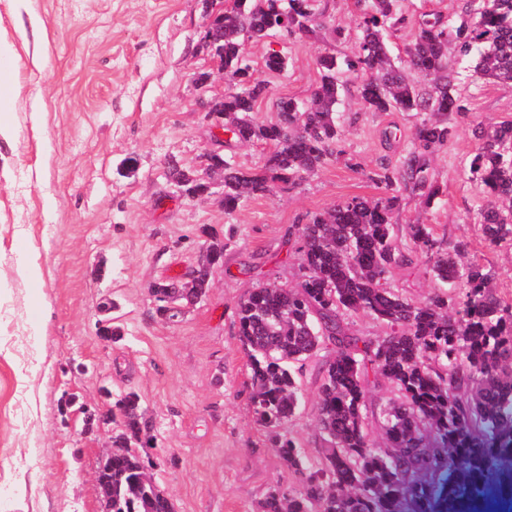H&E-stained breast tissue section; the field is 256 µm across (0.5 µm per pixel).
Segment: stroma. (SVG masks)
<instances>
[{
    "instance_id": "35a3bbf8",
    "label": "stroma",
    "mask_w": 512,
    "mask_h": 512,
    "mask_svg": "<svg viewBox=\"0 0 512 512\" xmlns=\"http://www.w3.org/2000/svg\"><path fill=\"white\" fill-rule=\"evenodd\" d=\"M469 2L402 0L410 24L390 37L393 56L421 14L453 22ZM205 22L203 0H0L17 88L5 106L15 135L0 139V512H102L95 472L119 425L86 416L130 391L153 425L148 455L175 512H254L269 486L297 485L253 413L237 304L268 283L298 284L289 228L349 197L383 196L368 175L410 148L420 117L363 112L349 97L338 112L351 165L329 164L300 189L230 214L220 178L207 197L182 196L168 160L195 167L216 146L194 83L213 67L197 50ZM355 47L352 37L291 44L287 70L266 77L272 94L308 97L317 57ZM457 91L469 110L434 159L441 193L427 206L401 191L396 222L469 241L497 293L512 299V242L485 245L472 219L485 194L466 174L475 124L512 121V85L465 70ZM212 235L227 247L206 297L175 320L158 316L149 284L189 272ZM25 257L38 278L18 275ZM391 283L415 302L438 291L419 262ZM107 300L112 342L98 329ZM332 355L306 360L301 406L280 429L312 461L324 446L314 412Z\"/></svg>"
}]
</instances>
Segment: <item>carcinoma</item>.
<instances>
[{"label": "carcinoma", "mask_w": 512, "mask_h": 512, "mask_svg": "<svg viewBox=\"0 0 512 512\" xmlns=\"http://www.w3.org/2000/svg\"><path fill=\"white\" fill-rule=\"evenodd\" d=\"M407 23L400 0H361L357 50L351 57L326 53L317 59L319 82L307 100L273 96L254 78L247 45L267 38L286 43L317 40L325 29L321 0H224L212 15L204 55L224 69V132L240 146L270 147L261 166L246 169L233 156L215 152L206 168L220 176L224 212L249 198L295 190L331 162L350 164L339 149L337 106L353 91L362 112L422 115L412 147L392 165L384 160L369 176L385 194L353 196L304 224L297 236L301 282L269 284L237 306V335L251 369V403L279 458L298 476L299 487L276 484L255 512H483L489 491L512 501V300L491 288V274L470 254V243L447 247L427 224L408 225L410 240L432 277L446 291L425 303L408 300L389 285L394 272L417 256L402 250L394 231L400 189L431 204L440 194L430 156L454 134V117L469 112L457 95L455 64L468 58L473 74L512 84V0L463 10L455 26L439 13L415 24L405 58L393 59L388 33ZM454 54H448V43ZM270 100L274 122L256 117ZM470 179L487 197L476 219L489 246L512 242V123L479 122ZM172 181L188 198L209 193L202 171L172 159ZM382 321L386 335L350 333L345 317ZM334 347L319 388L316 426L326 443L310 464L296 442L278 432L299 405L292 366L323 346ZM399 392L382 410L385 446L365 430L370 377ZM138 396L123 406L125 431L112 440V512H168L144 460L125 451L144 424Z\"/></svg>", "instance_id": "carcinoma-1"}]
</instances>
